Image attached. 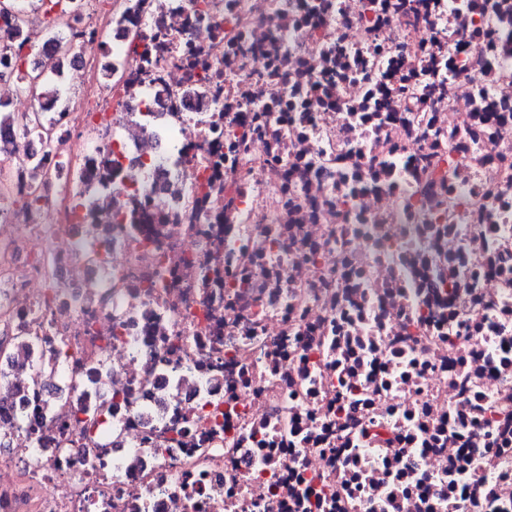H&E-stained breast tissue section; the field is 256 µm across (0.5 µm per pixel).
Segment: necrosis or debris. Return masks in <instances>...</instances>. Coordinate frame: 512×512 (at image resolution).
I'll return each instance as SVG.
<instances>
[{"label": "necrosis or debris", "mask_w": 512, "mask_h": 512, "mask_svg": "<svg viewBox=\"0 0 512 512\" xmlns=\"http://www.w3.org/2000/svg\"><path fill=\"white\" fill-rule=\"evenodd\" d=\"M78 2L23 22L80 81L51 177L0 156V320L82 389L35 445L0 381V512H512V0Z\"/></svg>", "instance_id": "obj_1"}]
</instances>
